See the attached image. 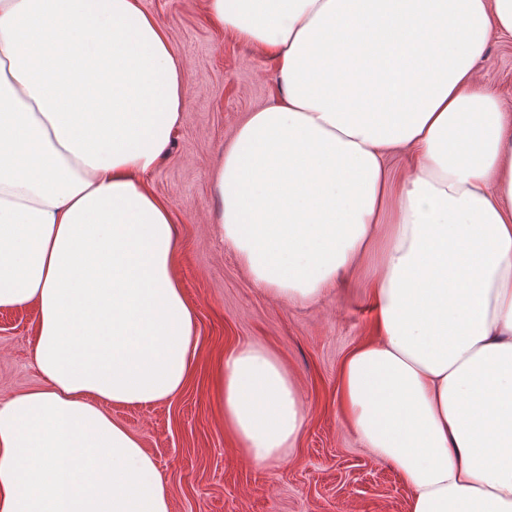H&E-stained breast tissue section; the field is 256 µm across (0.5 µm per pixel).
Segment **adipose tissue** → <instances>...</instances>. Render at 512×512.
Listing matches in <instances>:
<instances>
[{"instance_id":"obj_1","label":"adipose tissue","mask_w":512,"mask_h":512,"mask_svg":"<svg viewBox=\"0 0 512 512\" xmlns=\"http://www.w3.org/2000/svg\"><path fill=\"white\" fill-rule=\"evenodd\" d=\"M206 3L278 87L213 174L225 247L294 302L371 261L377 336L339 375L350 429L411 512H512V113L475 70L491 33L512 36V0ZM183 73L142 0H0V309H35L44 379L0 396V512H171L108 408L171 399L197 365L172 209L149 187ZM214 387L249 459L287 458L307 415L274 351L233 347Z\"/></svg>"}]
</instances>
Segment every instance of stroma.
<instances>
[{
    "instance_id": "1",
    "label": "stroma",
    "mask_w": 512,
    "mask_h": 512,
    "mask_svg": "<svg viewBox=\"0 0 512 512\" xmlns=\"http://www.w3.org/2000/svg\"><path fill=\"white\" fill-rule=\"evenodd\" d=\"M143 5L184 63L187 112L150 184L173 206L176 273L197 310L200 357L178 396L116 406L113 417L155 459L171 512H410L398 470L362 446L337 401L343 360L373 336L367 265L319 300L292 302L258 287L221 241L213 172L236 127L270 101L274 61L212 27L206 0ZM476 71L512 110V39L492 36ZM35 324L32 309H0V395L43 383L33 362ZM247 342L282 358L307 414L296 448L276 467L250 461L225 432L212 382L224 351Z\"/></svg>"
}]
</instances>
